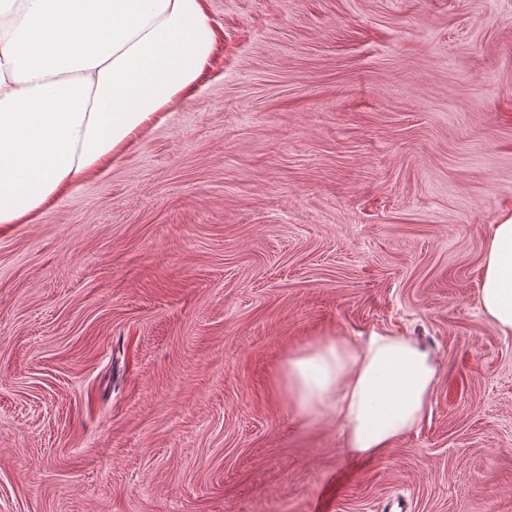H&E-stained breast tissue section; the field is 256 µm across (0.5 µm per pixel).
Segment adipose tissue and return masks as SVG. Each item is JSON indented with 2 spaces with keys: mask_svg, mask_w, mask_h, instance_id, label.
Here are the masks:
<instances>
[{
  "mask_svg": "<svg viewBox=\"0 0 512 512\" xmlns=\"http://www.w3.org/2000/svg\"><path fill=\"white\" fill-rule=\"evenodd\" d=\"M223 54L207 0H0V225L34 223L105 176ZM478 305L512 336V210L488 227ZM284 376L303 411H333L348 453L366 457L419 423L439 367L375 331L319 344Z\"/></svg>",
  "mask_w": 512,
  "mask_h": 512,
  "instance_id": "obj_1",
  "label": "adipose tissue"
}]
</instances>
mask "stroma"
<instances>
[{
	"label": "stroma",
	"mask_w": 512,
	"mask_h": 512,
	"mask_svg": "<svg viewBox=\"0 0 512 512\" xmlns=\"http://www.w3.org/2000/svg\"><path fill=\"white\" fill-rule=\"evenodd\" d=\"M219 80L104 178L0 226V512H512V0H208ZM427 349L370 458L296 353ZM478 305L499 335L512 336V210L488 226Z\"/></svg>",
	"instance_id": "35a3bbf8"
}]
</instances>
